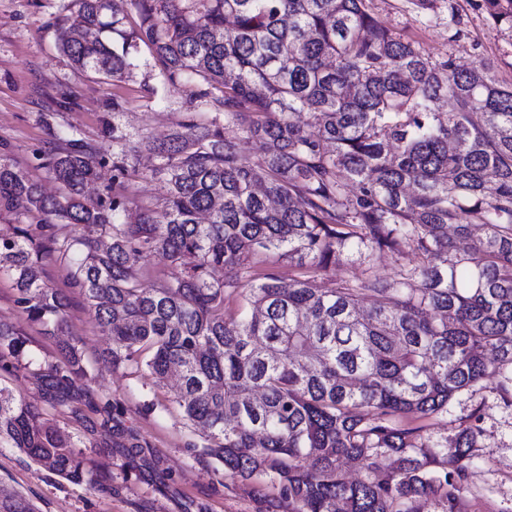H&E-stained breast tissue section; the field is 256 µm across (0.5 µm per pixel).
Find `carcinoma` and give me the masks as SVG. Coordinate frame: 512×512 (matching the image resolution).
I'll use <instances>...</instances> for the list:
<instances>
[{"instance_id":"cac0c4a2","label":"carcinoma","mask_w":512,"mask_h":512,"mask_svg":"<svg viewBox=\"0 0 512 512\" xmlns=\"http://www.w3.org/2000/svg\"><path fill=\"white\" fill-rule=\"evenodd\" d=\"M121 2L66 0L61 53L115 83L146 54L209 111L162 142L112 127V185L95 197L107 159L76 131L37 156L55 196L0 157V208L41 215L0 237L22 312L47 336L66 326V298L41 268L47 240L112 337V364L179 376L175 402L207 427L203 451L224 474L278 489L294 512H460L479 410L449 441L403 419L446 411L488 377L512 389V84L484 61L430 60L371 0ZM481 2L512 30V0ZM250 139L265 144L254 161L241 151ZM142 150L158 160L160 207H130ZM56 224L78 232L46 237ZM404 250L416 261L392 278L317 284L336 264ZM155 253L169 274L146 288L139 271ZM257 253L303 272L285 286L251 263ZM234 295L251 314L226 317ZM21 346L0 325V348ZM54 371L84 372L75 346ZM2 440L62 478L87 474L56 425L3 387Z\"/></svg>"}]
</instances>
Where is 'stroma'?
Returning <instances> with one entry per match:
<instances>
[{
  "mask_svg": "<svg viewBox=\"0 0 512 512\" xmlns=\"http://www.w3.org/2000/svg\"><path fill=\"white\" fill-rule=\"evenodd\" d=\"M62 0H0V155L36 180L45 194L58 184L40 168L38 154L55 135L78 131L111 156L112 135L103 122L115 118L122 134L163 140L187 113L202 111L183 88L160 86L154 71L142 65L120 85L74 69L58 47L56 20ZM456 6L463 34L452 39L448 8ZM386 26L415 41L431 59L453 58L470 66L491 63L496 75L512 83V33L497 31L479 0H439L431 20L416 17L408 0H372ZM70 94L62 103V94ZM120 112H113V101ZM410 253L382 254L371 268L336 266L320 282L333 286L364 271L393 277L414 264ZM44 271L67 297L63 335L47 336L29 322L11 281L0 276V324L19 332V356L0 355V386L30 404L67 434L92 471L70 482L40 467L19 449L0 445V498L15 496L36 512H294L276 489L256 481L225 476L216 460L203 455L204 433L190 425L173 399L175 380H158L132 364L112 365L105 352L112 341L97 325L93 311L70 285L66 265L57 256ZM78 348L84 373L51 385L47 375L63 361L60 347ZM479 410L484 446L469 474L462 512H512V404L498 378L485 379L462 392L446 412L424 419L427 432L450 436L472 410ZM114 427H106V415Z\"/></svg>",
  "mask_w": 512,
  "mask_h": 512,
  "instance_id": "stroma-1",
  "label": "stroma"
}]
</instances>
